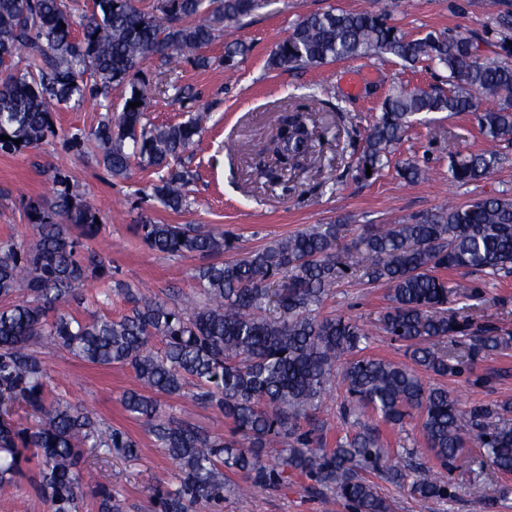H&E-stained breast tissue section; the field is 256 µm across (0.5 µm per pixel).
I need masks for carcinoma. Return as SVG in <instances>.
<instances>
[{
  "label": "carcinoma",
  "mask_w": 512,
  "mask_h": 512,
  "mask_svg": "<svg viewBox=\"0 0 512 512\" xmlns=\"http://www.w3.org/2000/svg\"><path fill=\"white\" fill-rule=\"evenodd\" d=\"M253 9V0H92L90 15L76 21L65 0H0V154L16 156L50 137L53 112L93 101L111 111L112 85L129 88L117 119L108 115L85 133L67 132L65 144L80 153L94 144V158L113 177L135 159L164 171L148 186L151 200L179 212L188 205L191 171L180 159L202 131L203 116L156 125L146 118L143 65L153 58L175 67L211 65L203 49ZM496 54L512 57V14L495 16ZM248 46L224 44L232 66ZM371 54H390L410 66L425 63L448 72V93L401 87L381 104L355 163L367 180L388 160L418 115L472 112L479 95L497 105L476 115L489 143L481 153L449 157L448 177L467 184L498 164L494 144L512 137V65L482 59L480 44L458 34L408 39L388 15L329 9L303 17L269 58L273 68L316 67ZM137 102L139 106L129 107ZM323 109L310 96L266 144L273 162L258 176L281 180L312 160L318 138L309 127ZM20 140L14 144V140ZM37 236L23 243L0 240V494L26 482L50 512H80L91 497L96 512H123L118 490L89 487L80 464L118 457L132 462L139 444L120 427L55 393L50 368L34 349L42 339L72 357L100 367L129 365L142 389L122 395L124 409L148 423L157 447L175 463L170 489L153 493L152 512H221L224 499L252 490H277L292 475L304 476L321 494L343 500L353 512H391L377 486L360 475L373 471L406 477L363 425L325 447L317 414L333 390L336 370L350 400L345 415L370 410L391 427L412 412L439 469L418 472L410 484L425 500L450 496L444 472L478 463L512 473V404L480 405L465 412L442 387L425 385L420 371L460 377L467 366L512 349V330L473 328L465 310L481 298L474 273L492 280L512 274V197L489 196L450 204L408 224L368 225L355 253H336L339 224H318L279 238L246 255L224 260L231 243L222 234L190 224H141L150 249L168 256L198 255L218 261L200 266L196 300H166L112 284L111 260L85 242L98 237L96 209L68 191L47 207L26 204ZM354 271L368 283L384 282L390 306L383 329L407 343L409 362L368 356L370 333L350 318L323 316L334 288ZM456 278H448V274ZM102 284L105 300L122 292L130 311L117 319L85 320L75 309L87 298L79 289ZM26 288L32 299L17 301ZM461 304L448 313V304ZM159 340L162 348H152ZM192 398L224 416V438L159 411L157 396ZM483 448L475 461L466 442ZM238 474L235 481L229 474Z\"/></svg>",
  "instance_id": "1"
}]
</instances>
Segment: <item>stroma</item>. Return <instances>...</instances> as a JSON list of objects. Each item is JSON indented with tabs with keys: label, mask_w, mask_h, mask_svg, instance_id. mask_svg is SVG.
Instances as JSON below:
<instances>
[{
	"label": "stroma",
	"mask_w": 512,
	"mask_h": 512,
	"mask_svg": "<svg viewBox=\"0 0 512 512\" xmlns=\"http://www.w3.org/2000/svg\"><path fill=\"white\" fill-rule=\"evenodd\" d=\"M342 8L356 12L390 10L391 22L407 36L456 31L478 40L492 39L495 11H511L512 0H255L244 17L237 38L251 50L230 67L224 66V41L216 39L206 50L215 63L207 69L191 65L168 71L159 59L144 66L155 123L187 120L186 107L168 89L176 82L190 87L197 106L206 108L204 132L181 162L194 178L188 186L189 205L180 212L161 208L142 197L140 187L155 181L153 169L132 166L127 177H113L94 160L69 149L62 133L88 130L101 120L89 106L73 104L54 112L57 137L39 148L14 157H0V240H31L35 229L26 218L28 198L53 202L61 191L79 194L96 209L102 230L92 249L109 254L113 280L147 294L199 293L194 278L202 265L199 256H167L149 249L135 227L142 223L194 224L216 234L234 237L238 252L263 248L271 241L317 224H339L344 232L338 250H355L364 225L405 224L438 210L447 202L465 204L489 195H512V140L501 141L500 160L486 178L456 184L448 179V157L484 147L474 115L446 112L415 122L382 172L363 181L351 170L362 139L379 112L384 98L400 84L447 88L445 72L425 67L409 69L391 55H374L331 63L318 68L272 69L267 60L294 25L315 11ZM325 102L320 114L329 132L319 153L304 170L276 184L256 180L254 166L280 119L291 106L308 95ZM234 140L235 154H227L225 140ZM410 159L424 169L425 177L410 186L397 175L396 164ZM389 304V288L368 285L359 276L344 278L326 301L322 312L341 315L363 324L372 335L368 352L388 360L404 358L402 344L391 341L380 325ZM474 324H495L512 329V276L482 285V300L471 309ZM41 356L51 370L56 392L71 402L83 403L100 419L123 428L140 448L136 461H98L86 464L84 474L93 482L120 490L126 512H148L149 497L173 469L171 460L157 448L146 426L129 417L121 396L140 389L130 367L103 368L79 361L66 351L44 346ZM480 382L426 375V383L447 388L462 409L512 402V349L477 362L472 370ZM163 414L191 421L212 433L228 435L222 415L190 397H161ZM366 423L379 425L377 417ZM420 420L407 419L403 427H380L381 441L390 451L402 452L415 466L434 463L418 432ZM447 500H424L404 482L378 479L381 494L392 512H512V474L473 470L448 471ZM223 512H351L344 501L314 492L309 479L292 476L275 491L228 496Z\"/></svg>",
	"instance_id": "35a3bbf8"
}]
</instances>
